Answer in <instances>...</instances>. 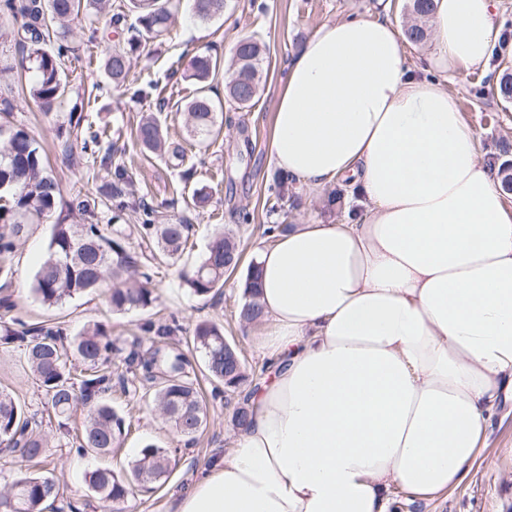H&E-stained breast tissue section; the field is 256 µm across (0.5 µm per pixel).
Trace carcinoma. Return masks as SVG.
Returning a JSON list of instances; mask_svg holds the SVG:
<instances>
[{"label": "carcinoma", "instance_id": "carcinoma-1", "mask_svg": "<svg viewBox=\"0 0 512 512\" xmlns=\"http://www.w3.org/2000/svg\"><path fill=\"white\" fill-rule=\"evenodd\" d=\"M111 7L110 0H0V15L10 18L11 35L30 65L36 79L29 88L31 98L45 114L61 104L66 83L60 57L71 32V24L94 25ZM128 9L136 15L135 34L128 46L113 48L104 67L113 87L126 85L131 57L143 40H155L167 34L172 21L171 0H128ZM196 16L210 20L224 11V0H193ZM413 24L405 31L408 41L420 44L428 38V16L433 0H408ZM60 42L57 52L46 49L51 40ZM264 50L253 37L239 41L231 59L232 74L226 84L228 97L239 108L254 105L261 91ZM217 61L209 54L190 60L185 78L197 85L187 105L185 129L188 139L203 144L217 139L216 105L208 95L209 81ZM492 84L499 100L512 104V67L506 65L493 75ZM0 274H12L10 257L17 250L28 226L55 212L61 203L58 183L47 171L40 148L20 125L8 122L12 116L9 99L0 100ZM136 139L146 151L168 154L182 165L186 149L167 144L160 121L151 114L143 117ZM81 151L91 165L105 164L112 147L102 150L101 133L87 130ZM499 165L501 184L512 191V160L508 148ZM130 181L126 171L117 169L99 197L78 191L65 203L66 214L53 224L48 254L38 266L32 284L37 300L47 306L83 295L109 280L112 282L109 304L115 312L146 311L156 301L152 288L153 273L143 269L144 254L129 246L130 234L123 224L112 220L99 223L105 213L130 208ZM141 224L140 240L152 245L154 264H173L187 248L192 225L182 221L158 223L159 212L142 202L137 206ZM241 253L233 234L215 233L200 261L181 274L184 286L206 298L224 287V275L239 265ZM255 263L248 265L243 283L244 301L239 319L245 325L261 321L263 310L256 288ZM0 345L23 353L43 399L51 406L58 429L69 432V420L78 405L87 407L81 432L72 437L78 451L106 456L120 447L129 432L122 411L112 402V392L136 396L141 388L154 389L159 415L170 424L187 446L201 436L207 426L208 407L198 379L191 378L187 352L201 355L203 377L214 384L213 396L227 392L246 393L256 379L251 377L236 347L224 351V331L215 323L202 321L192 340L180 338L182 327L174 318H149L140 330L143 337L126 343L110 339L101 323L85 326L70 337L57 323L29 324L10 312L9 298L0 301ZM0 445L24 448L28 460L41 463L47 458V438L38 430L34 415L27 414L11 392L0 387ZM170 451L154 443L140 449L124 474L100 467L87 474L88 488L103 503L120 502L137 484L149 491L168 478ZM63 497L59 485L46 474L21 473L11 485L0 491V512H45Z\"/></svg>", "mask_w": 512, "mask_h": 512}]
</instances>
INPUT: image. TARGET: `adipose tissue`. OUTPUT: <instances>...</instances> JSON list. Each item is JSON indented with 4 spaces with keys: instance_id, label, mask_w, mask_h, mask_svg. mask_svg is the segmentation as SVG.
I'll list each match as a JSON object with an SVG mask.
<instances>
[{
    "instance_id": "ef3b65f1",
    "label": "adipose tissue",
    "mask_w": 512,
    "mask_h": 512,
    "mask_svg": "<svg viewBox=\"0 0 512 512\" xmlns=\"http://www.w3.org/2000/svg\"><path fill=\"white\" fill-rule=\"evenodd\" d=\"M412 65L389 16L321 25L290 57L269 161L357 216L256 250L269 370L227 453L174 512H390L446 498L512 401V209L451 77L486 65L497 0H433Z\"/></svg>"
}]
</instances>
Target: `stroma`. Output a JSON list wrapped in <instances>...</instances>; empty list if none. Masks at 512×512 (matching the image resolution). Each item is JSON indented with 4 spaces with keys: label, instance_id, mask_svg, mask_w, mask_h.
Instances as JSON below:
<instances>
[{
    "label": "stroma",
    "instance_id": "obj_1",
    "mask_svg": "<svg viewBox=\"0 0 512 512\" xmlns=\"http://www.w3.org/2000/svg\"><path fill=\"white\" fill-rule=\"evenodd\" d=\"M384 13L400 29L409 21L405 0H224L223 14L208 21L194 16L191 0H180L167 37L141 44L134 54L126 88L108 90L104 62L109 49L125 46L130 38L135 24L130 13L117 26L103 24L96 30L74 26L70 37L73 50L62 65L67 93L57 111L48 115L29 96L34 72L19 74L17 46L13 39H0V95L12 100L15 123L23 125L47 154L63 197H70L78 189L97 196L112 169L122 167L132 179L136 199L147 201L161 215L191 225L190 250L178 263L161 268L153 282L157 297L153 309L162 317L176 315L189 332L200 321L215 322L241 351L248 373L262 376L268 370V361L259 347L262 327L243 326L238 318L247 262L266 240L268 226L294 224L302 219L342 220L352 207L348 201L336 204L332 188L306 192L296 181L284 179L269 163L277 88L292 52L319 26ZM255 33L267 46L263 91L256 105L241 110L225 97L228 67L233 45ZM204 52L221 59L211 95L223 106L217 115L223 134L217 142L193 149L177 167L168 156L142 152L135 143L134 131L141 116L152 112L160 118L171 145L182 143L186 104L193 95V86L182 72L191 54ZM496 68V61L491 60L448 81L487 160L497 155L501 140L512 142V107L504 108L489 92L488 80ZM73 112L80 113L93 128L106 130L112 144L110 168L76 164L64 153L58 128ZM201 186L212 194L209 205L202 209L187 207V199ZM55 222L51 215L29 226L12 259L13 276L0 283V297H11L16 315L27 322L60 321L72 335L99 322L111 335L127 339L139 336L145 312H113L105 290L66 300L53 308L35 299L31 292L33 275L48 253ZM221 228L235 233L243 264L225 276L224 286L216 294L204 299L195 297L184 288L179 274L199 261L210 236ZM1 385L12 389L21 405L36 414L52 455L37 465L0 447V488H7L19 472L36 471L53 476L63 490L64 501L81 503L83 512H112L110 505L92 498L84 479L86 471L96 465V458L65 446L53 413L19 350L0 346ZM232 411L224 399L212 401L199 444L187 448L156 412L152 394L139 393L130 406L129 433L121 448L108 458V465L115 471H125L148 443L170 449L176 465L162 486L149 492L133 491L121 503V512H174L175 495L188 489L194 476L208 467L210 458L230 442L235 432ZM490 434L492 446L487 460L475 466L447 501L425 505L398 496L391 512H512V403L494 414Z\"/></svg>",
    "mask_w": 512,
    "mask_h": 512
}]
</instances>
